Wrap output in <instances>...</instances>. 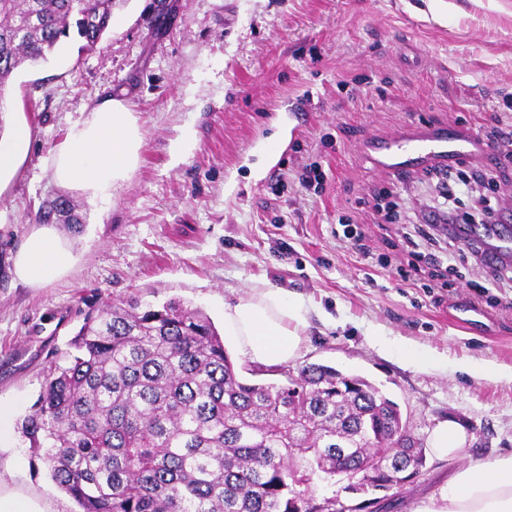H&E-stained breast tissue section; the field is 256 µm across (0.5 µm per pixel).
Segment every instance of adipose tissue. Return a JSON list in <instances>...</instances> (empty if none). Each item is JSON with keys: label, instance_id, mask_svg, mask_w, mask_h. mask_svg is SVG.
<instances>
[{"label": "adipose tissue", "instance_id": "ef3b65f1", "mask_svg": "<svg viewBox=\"0 0 512 512\" xmlns=\"http://www.w3.org/2000/svg\"><path fill=\"white\" fill-rule=\"evenodd\" d=\"M141 135L129 106L107 99L76 123L55 154L51 176L60 186L77 188L90 199H107L137 163ZM71 244L48 225L35 227L13 258V273L35 288L64 276L74 265ZM308 309L279 289L263 288L239 300L224 315V327L250 361L268 367L300 356ZM415 512H512V455L476 459L453 473L439 498Z\"/></svg>", "mask_w": 512, "mask_h": 512}]
</instances>
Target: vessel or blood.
<instances>
[{
  "label": "vessel or blood",
  "mask_w": 512,
  "mask_h": 512,
  "mask_svg": "<svg viewBox=\"0 0 512 512\" xmlns=\"http://www.w3.org/2000/svg\"><path fill=\"white\" fill-rule=\"evenodd\" d=\"M479 142L471 135L451 138L433 134L404 136L381 145L376 163L387 169H399L428 158L463 159L471 155ZM460 236L482 239L490 263L512 258V230L503 224H473L459 227Z\"/></svg>",
  "instance_id": "vessel-or-blood-1"
}]
</instances>
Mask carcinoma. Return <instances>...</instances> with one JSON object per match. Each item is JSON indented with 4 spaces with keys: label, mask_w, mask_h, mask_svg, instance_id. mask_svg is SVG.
<instances>
[{
    "label": "carcinoma",
    "mask_w": 512,
    "mask_h": 512,
    "mask_svg": "<svg viewBox=\"0 0 512 512\" xmlns=\"http://www.w3.org/2000/svg\"><path fill=\"white\" fill-rule=\"evenodd\" d=\"M113 0H0V101L24 65L75 34L97 48ZM39 224H81L67 199ZM247 382L199 309L119 298L85 316L21 424L81 512H336L313 475L388 489L395 463L423 465L398 405L365 378L310 364Z\"/></svg>",
    "instance_id": "carcinoma-1"
}]
</instances>
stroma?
I'll return each instance as SVG.
<instances>
[{"instance_id": "stroma-1", "label": "stroma", "mask_w": 512, "mask_h": 512, "mask_svg": "<svg viewBox=\"0 0 512 512\" xmlns=\"http://www.w3.org/2000/svg\"><path fill=\"white\" fill-rule=\"evenodd\" d=\"M127 102L143 134L139 163L95 205L55 185L48 166L72 125L102 101ZM0 107L27 124L32 147L0 181V405L13 408L0 478L78 512L21 434L46 373L83 322L115 298H176L216 328L262 288L305 302L308 326L291 369L324 364L364 377L427 441L452 419L464 456L426 449L414 482L352 494L314 475L318 498L365 512H412L470 460L512 453V278H494L455 238L422 237L434 183L421 168L374 163L373 145L402 134L484 141L461 161L494 181L478 194L512 208V0H114L92 51L70 41L47 63L16 70ZM319 167L322 187L303 184ZM392 196L388 221L373 206ZM74 200L81 232L58 225L77 260L39 288L14 281L11 258L43 201ZM479 309L476 326L450 317ZM429 353L441 369L411 366Z\"/></svg>"}]
</instances>
